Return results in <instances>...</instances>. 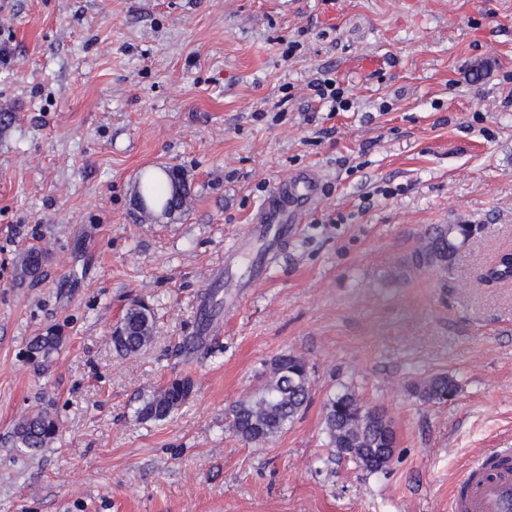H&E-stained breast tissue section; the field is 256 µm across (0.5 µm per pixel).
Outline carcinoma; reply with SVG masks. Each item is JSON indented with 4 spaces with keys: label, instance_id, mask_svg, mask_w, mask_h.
I'll return each mask as SVG.
<instances>
[{
    "label": "carcinoma",
    "instance_id": "obj_1",
    "mask_svg": "<svg viewBox=\"0 0 512 512\" xmlns=\"http://www.w3.org/2000/svg\"><path fill=\"white\" fill-rule=\"evenodd\" d=\"M168 186L154 176L141 180L139 196L147 195L164 211L171 213L184 206L186 183L176 170L167 173ZM409 266L416 270L448 266V225L434 224L426 228L420 245L411 253ZM123 334L112 337L116 352L131 356L142 351L152 338L154 318L149 307L136 304L122 318ZM61 336H37L28 348L34 362L48 359L57 349ZM194 381L189 377L172 378L138 409L144 420L160 421L178 409L193 393ZM311 376L307 361L292 353L272 363L271 375L252 395L234 404L229 413V430L245 442L259 444L281 433L291 424L307 403ZM414 396L427 403H441L454 398L457 386L445 374L435 375L413 384ZM325 431L328 445L335 456L348 458L369 472L385 470L396 447L392 421L385 411L369 408L352 391L333 398L325 408ZM56 434V424L46 413L27 416L12 433L17 448L36 452Z\"/></svg>",
    "mask_w": 512,
    "mask_h": 512
}]
</instances>
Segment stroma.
Masks as SVG:
<instances>
[{
    "mask_svg": "<svg viewBox=\"0 0 512 512\" xmlns=\"http://www.w3.org/2000/svg\"><path fill=\"white\" fill-rule=\"evenodd\" d=\"M323 69L350 111L313 106ZM155 167L189 194L151 220L134 188ZM308 170L318 205L226 299L225 249ZM432 224L480 230L408 270ZM510 251L512 0H0V512H449L466 468L512 448V279L483 280ZM136 301L153 338L126 357L112 327ZM49 332L58 353L30 361ZM288 353L308 404L240 441L230 408ZM438 374L452 401L412 395ZM177 375L191 396L142 420ZM347 390L394 424L385 471L332 454ZM36 411L57 433L33 455L11 432Z\"/></svg>",
    "mask_w": 512,
    "mask_h": 512,
    "instance_id": "stroma-1",
    "label": "stroma"
}]
</instances>
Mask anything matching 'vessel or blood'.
<instances>
[{
	"label": "vessel or blood",
	"mask_w": 512,
	"mask_h": 512,
	"mask_svg": "<svg viewBox=\"0 0 512 512\" xmlns=\"http://www.w3.org/2000/svg\"><path fill=\"white\" fill-rule=\"evenodd\" d=\"M321 176L315 172L288 175L277 186L252 227V238L263 240L266 248L253 250L250 241L237 242L224 253V269L247 265L254 279L266 276L273 263V248L283 244L294 225L320 197ZM452 512H512V452L501 450L469 467L456 495Z\"/></svg>",
	"instance_id": "obj_1"
}]
</instances>
